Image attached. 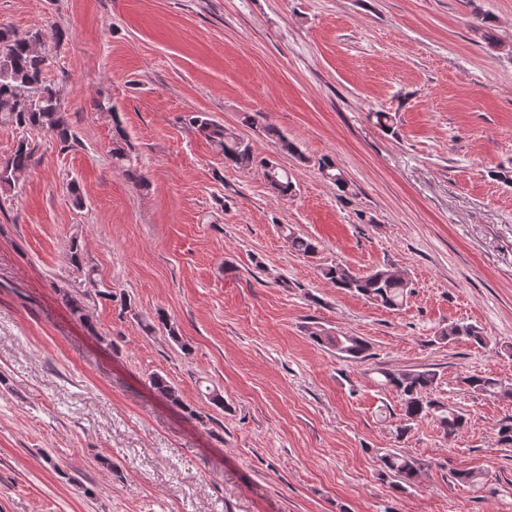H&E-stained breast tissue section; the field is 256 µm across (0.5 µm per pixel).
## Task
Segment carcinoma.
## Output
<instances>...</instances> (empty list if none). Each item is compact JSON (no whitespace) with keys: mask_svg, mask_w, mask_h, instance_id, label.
Wrapping results in <instances>:
<instances>
[{"mask_svg":"<svg viewBox=\"0 0 512 512\" xmlns=\"http://www.w3.org/2000/svg\"><path fill=\"white\" fill-rule=\"evenodd\" d=\"M51 54V46L38 32L19 38L9 29H0V123L10 124L24 132L44 131L58 142L61 149L67 150L75 144L77 136L62 112L59 93L46 78L45 70ZM188 124L224 155L226 163L238 168L259 165L274 193L279 196L292 193L293 182L288 171L265 158L257 159L251 146L224 125L203 112L188 115ZM115 133L110 152L113 167L135 183L143 184L144 176L133 164L125 133L118 127ZM35 152L36 146L23 136L18 139L10 156L0 160V193L5 195L16 186L35 162ZM318 171L342 195L351 192L350 181L333 159H320ZM285 240L289 251L296 255L313 258L318 253L317 243L293 228L285 233ZM321 273L337 288L387 309L401 307L408 294V281L392 274L390 268L360 275L345 265L331 264L323 267ZM59 292L71 314L88 331L97 334L94 324L88 320L87 300L90 294H74L62 286ZM309 336L343 360L363 362L369 358L370 346L360 336L329 334L322 329L310 331ZM440 337L449 341L465 340L478 346L486 344L481 328L471 323L452 322L440 331ZM375 372L380 376L378 385L394 391L400 399L403 423L397 427V436H403L412 423L429 419L448 437L465 427L466 418L461 411L431 398V391L438 383L437 371L428 368L408 371L377 368ZM463 383L474 393L512 401V386L492 376L470 375L463 378ZM150 384L160 397L174 405L182 404L178 389L165 377L154 374L150 377ZM380 462L384 472L406 485L414 483L420 471L417 460L396 451L381 455Z\"/></svg>","mask_w":512,"mask_h":512,"instance_id":"obj_1","label":"carcinoma"}]
</instances>
